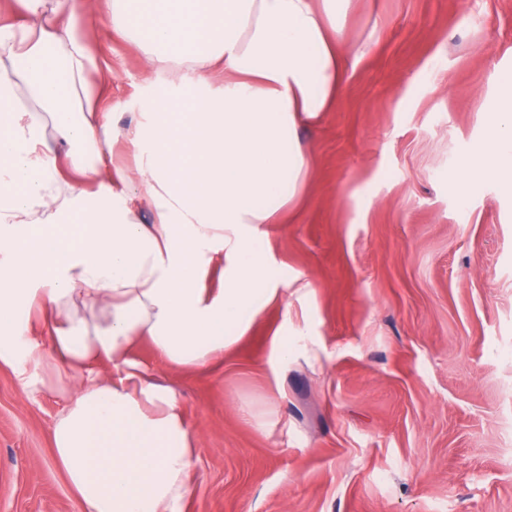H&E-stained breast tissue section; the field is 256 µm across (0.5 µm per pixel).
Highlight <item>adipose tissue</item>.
I'll return each instance as SVG.
<instances>
[{
	"mask_svg": "<svg viewBox=\"0 0 512 512\" xmlns=\"http://www.w3.org/2000/svg\"><path fill=\"white\" fill-rule=\"evenodd\" d=\"M23 2L25 23H0V364L26 393L67 390L51 436L83 512H184L197 436L134 351L145 341L163 364L210 365L280 295L266 227L287 203L282 183L297 192L309 175L291 129L332 108L347 61L364 55L341 37L351 0H108L149 77L177 65L195 76L118 130L73 118L97 68L78 26L92 0ZM20 81L58 139L86 149L78 179L60 184L41 123L16 106ZM482 119L489 136L454 186L491 179L511 193L512 72ZM109 142L134 170L99 163ZM90 177L111 189L89 192ZM144 202L153 223L140 221ZM217 260L221 283L204 287ZM35 319L48 337L31 335ZM30 359L49 377L29 374Z\"/></svg>",
	"mask_w": 512,
	"mask_h": 512,
	"instance_id": "ef3b65f1",
	"label": "adipose tissue"
}]
</instances>
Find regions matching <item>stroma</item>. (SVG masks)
Here are the masks:
<instances>
[{
  "instance_id": "stroma-1",
  "label": "stroma",
  "mask_w": 512,
  "mask_h": 512,
  "mask_svg": "<svg viewBox=\"0 0 512 512\" xmlns=\"http://www.w3.org/2000/svg\"><path fill=\"white\" fill-rule=\"evenodd\" d=\"M83 36L90 100L125 127L154 92L145 59L109 13ZM342 37L366 52L299 127L313 179L269 242L288 293L220 365L138 351L197 435L186 512H512V195L450 184L512 71V0H351ZM66 401L0 365V512H81L51 443Z\"/></svg>"
}]
</instances>
